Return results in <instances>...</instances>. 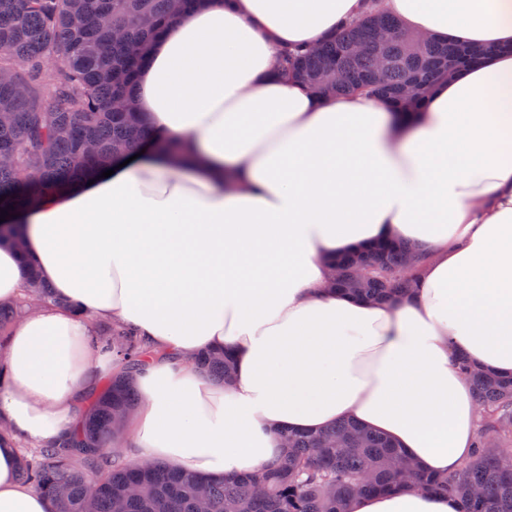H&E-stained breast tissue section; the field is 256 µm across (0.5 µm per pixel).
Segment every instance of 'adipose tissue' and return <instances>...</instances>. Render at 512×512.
Wrapping results in <instances>:
<instances>
[{
	"mask_svg": "<svg viewBox=\"0 0 512 512\" xmlns=\"http://www.w3.org/2000/svg\"><path fill=\"white\" fill-rule=\"evenodd\" d=\"M413 33L494 52L398 116L367 92L324 97L281 75L280 50L335 35L365 0H205L156 39L134 102L154 135L113 175L18 213L0 244V302L34 266L54 302L14 327L0 382V512H48L17 445L55 443L122 360L98 324L155 354L135 379L127 452L210 477L277 465L282 430L350 419L430 475L469 459L480 417L454 354L512 377V0H381ZM394 238L424 248L394 305L326 286L332 258ZM230 348L216 386L189 356ZM350 512H459L396 489Z\"/></svg>",
	"mask_w": 512,
	"mask_h": 512,
	"instance_id": "adipose-tissue-1",
	"label": "adipose tissue"
}]
</instances>
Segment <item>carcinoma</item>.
<instances>
[{
    "label": "carcinoma",
    "mask_w": 512,
    "mask_h": 512,
    "mask_svg": "<svg viewBox=\"0 0 512 512\" xmlns=\"http://www.w3.org/2000/svg\"><path fill=\"white\" fill-rule=\"evenodd\" d=\"M204 0H0V211L23 212L71 188L142 147L168 156L179 144L156 139L130 92L153 40L185 10ZM489 53L453 42L420 46L380 9L312 48L282 51L277 65L314 90L343 94L370 88L419 109L433 87ZM23 225L0 222V241L19 245ZM426 253L385 241L334 259V288L387 302L410 292ZM30 287L0 303V331L22 312L53 300L28 269ZM96 347L127 360L129 372L90 395L79 432L59 445L20 450L18 475L51 503L52 512H348L362 494L403 487L456 497L460 512H512V454L489 444L512 443V378L473 370L457 356L480 406L470 458L457 472L431 476L392 442L353 421L318 434L285 431L287 453L274 469L231 479L187 475L170 466L130 463L99 449L121 434L116 416L139 400L133 374L153 351L130 329L98 327ZM194 367L221 385L232 379L227 349L201 354Z\"/></svg>",
    "instance_id": "1"
}]
</instances>
